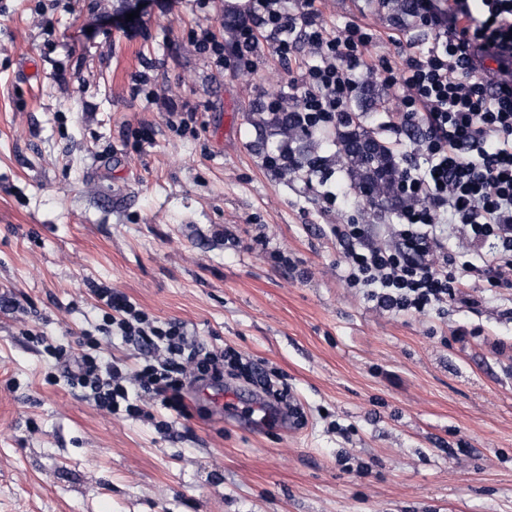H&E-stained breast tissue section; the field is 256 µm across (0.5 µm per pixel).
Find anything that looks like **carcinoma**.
<instances>
[{
	"instance_id": "cac0c4a2",
	"label": "carcinoma",
	"mask_w": 512,
	"mask_h": 512,
	"mask_svg": "<svg viewBox=\"0 0 512 512\" xmlns=\"http://www.w3.org/2000/svg\"><path fill=\"white\" fill-rule=\"evenodd\" d=\"M379 92L370 84L360 86L357 105L362 112L377 111ZM336 162L343 166L357 191L368 182L375 184V194L365 205L370 209L384 207L392 201V183L398 173L391 147L376 133L350 116L336 130Z\"/></svg>"
}]
</instances>
